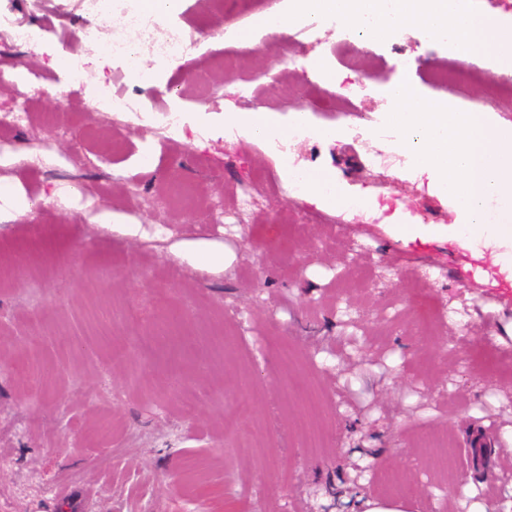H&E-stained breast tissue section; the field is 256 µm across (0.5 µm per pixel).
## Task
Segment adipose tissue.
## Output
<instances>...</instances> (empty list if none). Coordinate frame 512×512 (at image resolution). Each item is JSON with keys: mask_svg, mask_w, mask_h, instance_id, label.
Returning a JSON list of instances; mask_svg holds the SVG:
<instances>
[{"mask_svg": "<svg viewBox=\"0 0 512 512\" xmlns=\"http://www.w3.org/2000/svg\"><path fill=\"white\" fill-rule=\"evenodd\" d=\"M334 15L341 27L356 30L365 45L389 38L394 26L421 28L433 40L446 41L452 54L475 51L489 58L494 69H512V19H494L474 0H289L285 10L259 16L254 27L234 29L233 39L248 41L254 28L283 32L298 22L317 23ZM224 123L255 140L285 136L297 129L324 140L340 136V129L311 125L307 114H292L281 123L269 112H228Z\"/></svg>", "mask_w": 512, "mask_h": 512, "instance_id": "ef3b65f1", "label": "adipose tissue"}]
</instances>
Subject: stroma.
Returning <instances> with one entry per match:
<instances>
[{"label":"stroma","mask_w":512,"mask_h":512,"mask_svg":"<svg viewBox=\"0 0 512 512\" xmlns=\"http://www.w3.org/2000/svg\"><path fill=\"white\" fill-rule=\"evenodd\" d=\"M42 24L37 49L0 29V110L17 99L16 68L38 88L28 126L0 127V512H354L359 498L407 500L412 512H501L512 468V302L495 252L448 231L447 197L397 135L372 136L400 73L432 96L490 104L512 123V97L485 81L441 84L451 58L417 28L399 46L362 48L328 17L240 43L208 36L212 0H182L168 28L204 41L178 72L148 77L96 66L110 36L80 0H0ZM93 40L73 41L77 28ZM80 56L81 87L50 54ZM341 74L340 85L322 68ZM147 106L180 114L172 141L124 112L96 110L116 72ZM304 112L341 137L275 142L227 136L225 110ZM331 170L380 221H342L289 190V162ZM139 182L136 199L123 187ZM253 205L243 209L244 196ZM141 224L128 236L96 223L103 208ZM419 216L402 238L396 225ZM205 241L224 263L174 247ZM469 270L470 278L458 275ZM470 337L451 352L450 332ZM447 435L422 448L420 431ZM453 482H439L445 454ZM473 494L465 498L462 487Z\"/></svg>","instance_id":"1"}]
</instances>
